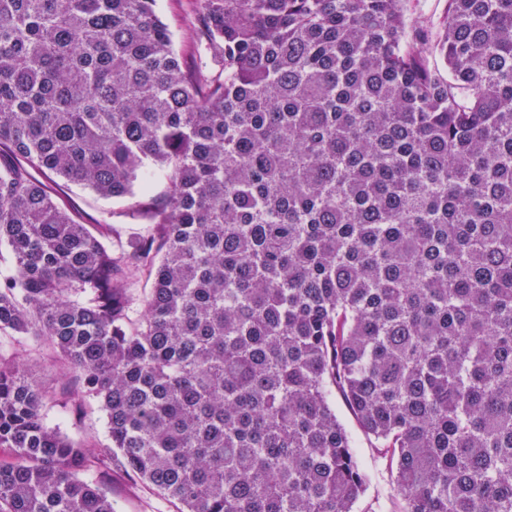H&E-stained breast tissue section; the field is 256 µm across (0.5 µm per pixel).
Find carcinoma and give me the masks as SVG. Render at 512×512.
Here are the masks:
<instances>
[{
  "instance_id": "1",
  "label": "carcinoma",
  "mask_w": 512,
  "mask_h": 512,
  "mask_svg": "<svg viewBox=\"0 0 512 512\" xmlns=\"http://www.w3.org/2000/svg\"><path fill=\"white\" fill-rule=\"evenodd\" d=\"M197 2L212 76L156 0H0V512H113L115 469L176 512H355L334 391L400 512H512V0L433 43L405 0ZM17 336L107 443L46 425ZM135 198L106 199L77 184L62 186L58 203L83 224H114L124 238L138 232L145 220L135 214ZM7 353L22 364H28L37 377L49 376L56 386L58 397L62 394V388L70 381V376L61 366L55 365L48 353L35 351L29 343L16 345L7 350Z\"/></svg>"
}]
</instances>
